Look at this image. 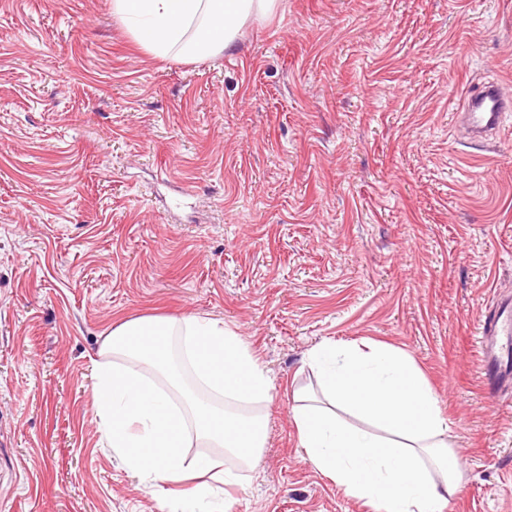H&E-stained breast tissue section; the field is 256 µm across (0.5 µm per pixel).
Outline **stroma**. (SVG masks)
<instances>
[{"mask_svg": "<svg viewBox=\"0 0 512 512\" xmlns=\"http://www.w3.org/2000/svg\"><path fill=\"white\" fill-rule=\"evenodd\" d=\"M512 0H281L233 49L159 59L112 0H0V512H167L104 448L93 363L113 325L224 322L273 383L231 512H369L293 420L323 341L404 350L463 470L446 512H512V378L478 324L512 291ZM462 116L472 137H490L501 125L506 112L512 111V100L505 96L497 82L479 86L464 103Z\"/></svg>", "mask_w": 512, "mask_h": 512, "instance_id": "35a3bbf8", "label": "stroma"}]
</instances>
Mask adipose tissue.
<instances>
[{
	"label": "adipose tissue",
	"instance_id": "obj_1",
	"mask_svg": "<svg viewBox=\"0 0 512 512\" xmlns=\"http://www.w3.org/2000/svg\"><path fill=\"white\" fill-rule=\"evenodd\" d=\"M278 0H112V12L154 56L197 59L232 49L251 18ZM179 338L208 396L185 391L171 340ZM94 364L97 411L106 447L134 475L173 483L171 512L200 500L208 479L238 484L210 457L187 459L192 440L246 465L266 442L257 410L272 385L253 351L223 322L145 316L114 326ZM325 405L298 406L294 422L307 460L373 512H445L462 475L438 400L413 359L388 345L324 341L308 354ZM344 409L375 425L339 422Z\"/></svg>",
	"mask_w": 512,
	"mask_h": 512
}]
</instances>
